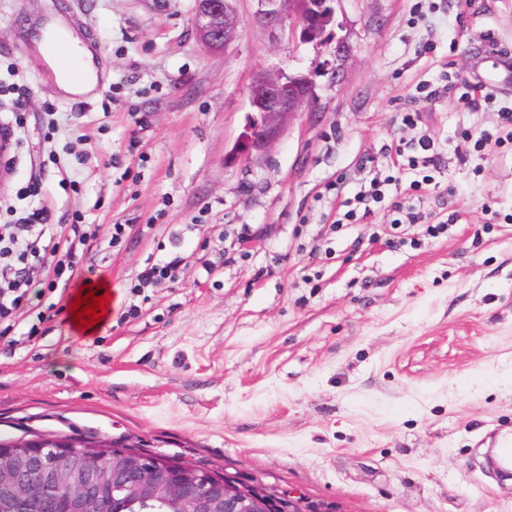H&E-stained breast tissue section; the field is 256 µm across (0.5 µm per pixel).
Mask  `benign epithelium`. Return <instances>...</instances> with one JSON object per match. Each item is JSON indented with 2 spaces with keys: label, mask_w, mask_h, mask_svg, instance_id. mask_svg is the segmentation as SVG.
I'll return each mask as SVG.
<instances>
[{
  "label": "benign epithelium",
  "mask_w": 512,
  "mask_h": 512,
  "mask_svg": "<svg viewBox=\"0 0 512 512\" xmlns=\"http://www.w3.org/2000/svg\"><path fill=\"white\" fill-rule=\"evenodd\" d=\"M239 0H197L201 42L223 50L236 38ZM253 19L272 32L289 27L304 42L336 24L337 0H254ZM317 101L307 74L276 68L250 88L247 120L230 163L269 155L288 128ZM277 498L244 489L189 463H170L134 444L92 440L78 446L36 444L24 436L0 447V512H271Z\"/></svg>",
  "instance_id": "1"
}]
</instances>
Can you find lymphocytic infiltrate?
Returning <instances> with one entry per match:
<instances>
[{
    "instance_id": "obj_1",
    "label": "lymphocytic infiltrate",
    "mask_w": 512,
    "mask_h": 512,
    "mask_svg": "<svg viewBox=\"0 0 512 512\" xmlns=\"http://www.w3.org/2000/svg\"><path fill=\"white\" fill-rule=\"evenodd\" d=\"M462 101L484 100L496 106V97L478 86L464 84ZM494 130L463 133L464 142L480 152L489 143L512 140V106H496ZM97 230L87 224H54L47 208L24 211L0 225V341L9 340L23 314L32 289L56 291L64 276H79Z\"/></svg>"
}]
</instances>
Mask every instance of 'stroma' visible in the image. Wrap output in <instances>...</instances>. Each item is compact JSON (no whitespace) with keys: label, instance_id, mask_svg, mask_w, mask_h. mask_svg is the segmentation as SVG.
Wrapping results in <instances>:
<instances>
[{"label":"stroma","instance_id":"stroma-1","mask_svg":"<svg viewBox=\"0 0 512 512\" xmlns=\"http://www.w3.org/2000/svg\"><path fill=\"white\" fill-rule=\"evenodd\" d=\"M68 0H0V86H25L7 208L41 182L56 224H92L91 281L112 312L76 333L68 291L39 348L0 344V437L95 434L141 443L310 512H512L487 453L512 431V150L467 155L462 129L494 114L420 84L471 79L491 32L512 52V0H337L328 45L272 36L239 0L236 41L197 40L196 0H79L105 74L89 105L59 95L36 35ZM315 76L317 104L269 156L228 163L264 70ZM417 107L420 121L400 115ZM428 137L437 160L394 173L392 145ZM447 232L393 228L389 204L334 225L368 171ZM496 216L484 223L483 206ZM132 234L112 246V227ZM184 258L173 285L132 292L147 257ZM137 315H130V307Z\"/></svg>","mask_w":512,"mask_h":512}]
</instances>
